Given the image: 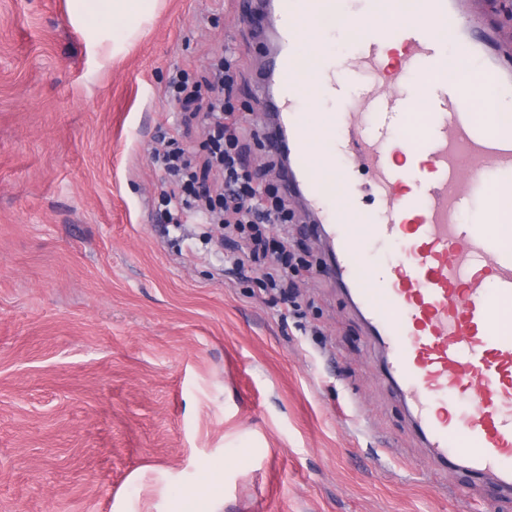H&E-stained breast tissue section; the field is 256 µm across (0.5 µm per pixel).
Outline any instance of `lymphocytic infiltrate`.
Wrapping results in <instances>:
<instances>
[{"label":"lymphocytic infiltrate","instance_id":"obj_1","mask_svg":"<svg viewBox=\"0 0 512 512\" xmlns=\"http://www.w3.org/2000/svg\"><path fill=\"white\" fill-rule=\"evenodd\" d=\"M213 80L207 93L191 85L186 72L173 75L167 87L170 98L192 111L205 134L199 147L154 150L152 162L164 174L160 196L167 221L180 226L183 214L192 213L210 224H220L225 234H241L242 245L232 258L236 269H251L258 282L281 299H288L289 242L270 244L276 225L295 219L278 189L250 167L239 150L246 133L234 104L240 72L231 59L209 64Z\"/></svg>","mask_w":512,"mask_h":512}]
</instances>
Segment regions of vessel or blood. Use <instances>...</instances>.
Returning a JSON list of instances; mask_svg holds the SVG:
<instances>
[{
  "mask_svg": "<svg viewBox=\"0 0 512 512\" xmlns=\"http://www.w3.org/2000/svg\"><path fill=\"white\" fill-rule=\"evenodd\" d=\"M248 4L266 58L254 85L262 111L278 118L267 140L288 153L281 183L326 243L386 380L437 463L465 464L512 494V225L500 221L512 129L479 116L468 94L477 80L512 98V60L459 0H420L416 12L384 18L376 0H361L332 14L362 31L348 65L364 80L361 106L317 125L301 111L297 47L329 0ZM452 46L462 51L453 71ZM338 160L370 174L340 204L323 181ZM363 240L399 246L379 282L364 271Z\"/></svg>",
  "mask_w": 512,
  "mask_h": 512,
  "instance_id": "obj_1",
  "label": "vessel or blood"
}]
</instances>
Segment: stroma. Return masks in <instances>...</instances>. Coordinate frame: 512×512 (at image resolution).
<instances>
[{
    "label": "stroma",
    "mask_w": 512,
    "mask_h": 512,
    "mask_svg": "<svg viewBox=\"0 0 512 512\" xmlns=\"http://www.w3.org/2000/svg\"><path fill=\"white\" fill-rule=\"evenodd\" d=\"M250 40L236 0H161L106 61L68 0H0V512H183L209 473L202 512H512L435 465L314 231L285 320L218 226L166 231L174 70L232 57L265 161Z\"/></svg>",
    "instance_id": "obj_1"
}]
</instances>
